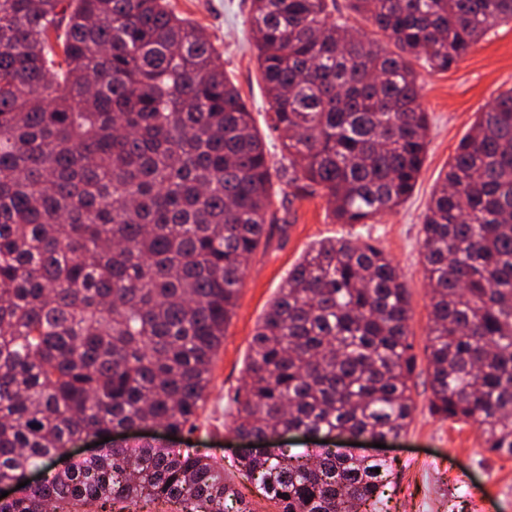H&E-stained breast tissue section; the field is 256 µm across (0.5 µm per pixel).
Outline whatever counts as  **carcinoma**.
I'll list each match as a JSON object with an SVG mask.
<instances>
[{"label": "carcinoma", "mask_w": 512, "mask_h": 512, "mask_svg": "<svg viewBox=\"0 0 512 512\" xmlns=\"http://www.w3.org/2000/svg\"><path fill=\"white\" fill-rule=\"evenodd\" d=\"M348 8L397 51L335 17L336 0H251L276 168L221 54L169 0H0V485L43 474L0 512H253L200 449L111 437L193 424L272 176L322 190L338 224L394 210L427 145L414 62L445 72L512 22V0ZM421 232L432 408L512 456V88L461 141ZM409 319L380 248L318 242L252 336L232 431L401 436ZM238 466L277 512H379L391 474L337 448H256Z\"/></svg>", "instance_id": "cac0c4a2"}]
</instances>
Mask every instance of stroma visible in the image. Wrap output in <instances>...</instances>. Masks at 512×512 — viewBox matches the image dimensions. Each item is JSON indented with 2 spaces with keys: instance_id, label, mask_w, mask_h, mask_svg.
Instances as JSON below:
<instances>
[{
  "instance_id": "1",
  "label": "stroma",
  "mask_w": 512,
  "mask_h": 512,
  "mask_svg": "<svg viewBox=\"0 0 512 512\" xmlns=\"http://www.w3.org/2000/svg\"><path fill=\"white\" fill-rule=\"evenodd\" d=\"M174 11L206 29L224 58V68L252 108L255 124L272 158L280 145L268 126L269 104L255 52L249 42L250 0H171ZM423 102L429 114L425 159L412 195L372 224H336L322 194L294 197L276 192V220L268 242L247 262L237 306L213 366L203 408L193 430L177 434L182 446L216 457L225 477L236 473L241 443L230 425L234 397L245 383L251 338L289 271L318 241L350 238L377 245L393 260L408 288L409 338L414 371L409 381L414 404L406 433L374 449L368 439L339 437L335 447H360L390 460L393 476L383 512H512V456L486 449L473 425L445 418L431 408L428 362L430 307L424 277L422 216L460 141L480 112L512 88V22L492 28L445 73L421 70Z\"/></svg>"
}]
</instances>
